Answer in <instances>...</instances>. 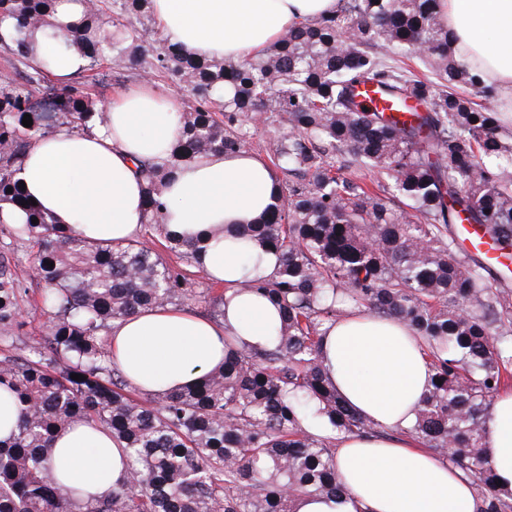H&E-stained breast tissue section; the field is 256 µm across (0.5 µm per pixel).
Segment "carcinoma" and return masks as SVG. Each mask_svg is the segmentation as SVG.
<instances>
[{
    "instance_id": "1",
    "label": "carcinoma",
    "mask_w": 512,
    "mask_h": 512,
    "mask_svg": "<svg viewBox=\"0 0 512 512\" xmlns=\"http://www.w3.org/2000/svg\"><path fill=\"white\" fill-rule=\"evenodd\" d=\"M56 5L0 0V20H16L0 47L28 68L21 83L0 79V336H25L30 324L21 255L42 318V342L0 355V388L24 406L17 433L0 444V512H292L297 497L344 492L336 437L378 432L346 407L323 367V339L349 308L405 323L425 347L432 388L402 433L465 474L477 512H512V491L496 488L483 446L493 399L512 386V288L455 230L474 224L512 258V130L458 92L495 95L454 56L439 0H342L335 14L240 62L166 43L152 0H86L57 39L92 68L105 61L118 78L138 68L193 100L169 159L139 162L145 235L117 243L54 223L24 204L15 179L36 135L106 123L90 100L93 77L54 90L57 111L22 124L49 75L27 32L50 25ZM413 54L425 74L403 67ZM366 85L411 113L368 105L358 93ZM256 113L278 134L268 158L281 174L279 198L264 222L235 225L233 239L245 254L258 245L278 256L271 274L240 283L278 310L274 342L227 333L223 364L194 385L142 392L112 359L111 326L159 306L204 302L218 321L226 309L224 285L211 278L201 288L195 278L204 271L198 242L166 230V181L199 157L252 150ZM352 167L379 168L392 197L346 176ZM10 208L24 223H11ZM78 422L100 425L126 461L125 486L94 501L49 471L54 434Z\"/></svg>"
}]
</instances>
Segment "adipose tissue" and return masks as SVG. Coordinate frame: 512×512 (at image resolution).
<instances>
[{
  "mask_svg": "<svg viewBox=\"0 0 512 512\" xmlns=\"http://www.w3.org/2000/svg\"><path fill=\"white\" fill-rule=\"evenodd\" d=\"M340 0H153L166 41L200 58L251 59L291 27L332 15ZM442 19L456 57L496 90L498 110L512 124V0H441ZM39 57L61 82L86 60L61 49L46 29L31 34ZM107 124L90 132L68 129L35 137L17 174L28 197L55 223L93 242L136 238L142 229L144 182L139 161L168 159L181 127L170 94L144 82L119 91L104 107ZM278 192L274 171L257 155L214 153L180 165L164 194L169 233L196 236L208 273L235 290L269 274L276 257L255 249L244 260L217 227L255 224ZM273 307L260 297L231 296L224 320L158 307L117 323L110 332L113 359L146 392L195 384L224 360V334L255 345L271 341ZM323 365L346 405L377 425L375 435H350L337 445L345 495L295 500L294 512H477L469 479L444 456L415 446L408 427L431 387L432 370L411 330L392 319L354 312L323 341ZM484 445L500 489L512 490V389L495 397L484 424ZM52 475L64 486L99 499L125 480L121 452L100 427L79 423L60 432L49 452Z\"/></svg>",
  "mask_w": 512,
  "mask_h": 512,
  "instance_id": "1",
  "label": "adipose tissue"
}]
</instances>
